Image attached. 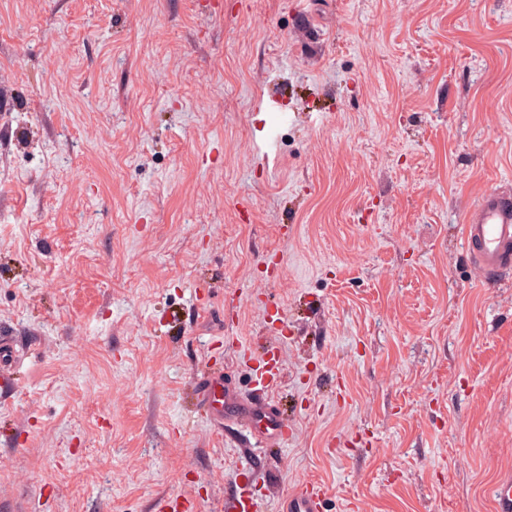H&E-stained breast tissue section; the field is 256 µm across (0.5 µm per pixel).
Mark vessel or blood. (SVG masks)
Listing matches in <instances>:
<instances>
[{
  "instance_id": "obj_1",
  "label": "vessel or blood",
  "mask_w": 512,
  "mask_h": 512,
  "mask_svg": "<svg viewBox=\"0 0 512 512\" xmlns=\"http://www.w3.org/2000/svg\"><path fill=\"white\" fill-rule=\"evenodd\" d=\"M462 237L470 263L483 283L501 284L512 270V196L497 188H488L477 203L469 206ZM285 368L281 344L269 340L263 355L252 369V398L246 399L225 385L222 375L208 376L201 388V403L211 410L216 424H223L225 407L237 410L236 427L246 432L250 448L270 445L287 446L294 433L288 417L276 413L270 397L279 385ZM276 498L278 512H323L325 494L319 483L306 481L297 488L276 494L272 489L259 490L245 483L241 491L224 504L225 512H261L260 503ZM496 512H512V475L499 477L490 489Z\"/></svg>"
}]
</instances>
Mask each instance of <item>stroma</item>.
Listing matches in <instances>:
<instances>
[{
	"mask_svg": "<svg viewBox=\"0 0 512 512\" xmlns=\"http://www.w3.org/2000/svg\"><path fill=\"white\" fill-rule=\"evenodd\" d=\"M512 194V0H0V512H224L287 331L296 432L251 478L325 512H494L512 283L460 238ZM281 259L263 281V260ZM278 339V338H277ZM263 355L256 361L252 370V392L255 398H247L229 386L224 385V376H208L202 385L200 402L211 408L214 422L224 430V406L238 409L235 426L247 432L250 443L242 456L241 469L247 470L252 454L260 449L276 444L283 448L294 433L293 422L282 414L274 412L270 397L281 382L285 359L281 341H267ZM263 416V424H255L257 417Z\"/></svg>",
	"mask_w": 512,
	"mask_h": 512,
	"instance_id": "1",
	"label": "stroma"
}]
</instances>
